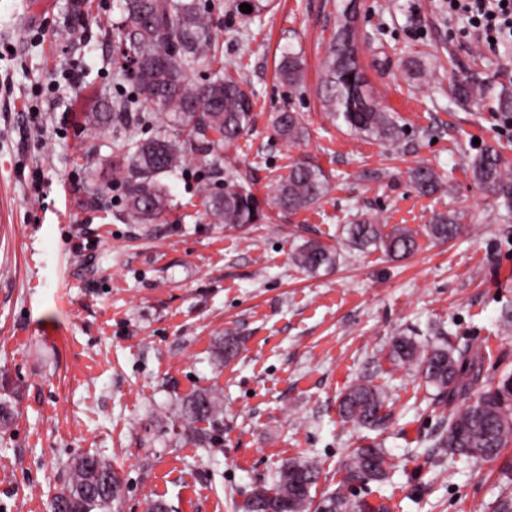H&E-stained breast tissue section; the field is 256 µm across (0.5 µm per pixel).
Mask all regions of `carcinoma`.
<instances>
[{
    "instance_id": "obj_1",
    "label": "carcinoma",
    "mask_w": 512,
    "mask_h": 512,
    "mask_svg": "<svg viewBox=\"0 0 512 512\" xmlns=\"http://www.w3.org/2000/svg\"><path fill=\"white\" fill-rule=\"evenodd\" d=\"M121 17L116 22L119 65L118 83H129L133 95L119 96L100 112L90 114L93 128L121 125L124 135L112 142V152L128 160L126 206L134 224H150L163 216L168 198L159 176L181 167L189 155H197L212 173L223 178L221 191L207 196L210 218L230 228H244L264 219L261 202L253 190L233 172L224 169V149L234 146L249 128L256 105L255 93L228 68H213L219 48L205 19L201 0H118ZM83 0H73L72 18L63 34L83 26ZM358 31L349 25L347 6H342L321 62L317 93L330 119L351 132L372 138L395 149L404 128L395 113L376 101L357 54ZM211 71L203 83L191 75ZM280 79L291 87L304 83V66L299 54L288 51L277 69ZM461 100H481L484 86L474 79L456 83ZM170 117L172 137L138 138V131L160 115ZM271 125L282 139L295 142L303 137L302 117L285 110L275 113ZM476 183L493 194L499 206L512 211V169L499 151L487 145L470 159ZM410 179L421 196L434 194L440 176L419 165ZM330 190L327 174L310 163L289 166L288 174L273 189L271 203L280 211L297 214L319 203ZM464 214L435 212L425 225L427 237L448 241L463 230ZM346 244L355 249L370 246L388 256L405 258L418 248V232L395 226L384 232L374 217L358 218L343 225ZM337 254L315 241H308L295 254V263L316 273L336 263ZM394 361L414 367L416 374L436 390L439 402L467 397L466 403L448 416V422L432 439L431 446L452 457L476 462L497 460L512 445V374L487 388L477 387L480 368L468 352L447 344L419 345L410 336H399L391 344ZM17 388L0 378V428L13 419ZM183 435L203 448L221 445L224 430L223 396L201 389L177 403ZM385 407L384 391L370 381L353 385L339 403L340 414L364 427L379 425ZM386 452L369 445L354 450L345 463V482L367 484L382 480L387 473ZM319 472L310 462L293 459L284 464L275 485L257 488L245 512H267L272 504L279 512H385V506L363 500L352 501L338 492L314 502L311 495ZM120 481L112 465L93 454L76 456L70 477L52 499L53 512H119Z\"/></svg>"
}]
</instances>
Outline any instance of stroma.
Returning <instances> with one entry per match:
<instances>
[{"label": "stroma", "instance_id": "1", "mask_svg": "<svg viewBox=\"0 0 512 512\" xmlns=\"http://www.w3.org/2000/svg\"><path fill=\"white\" fill-rule=\"evenodd\" d=\"M238 2L212 0L207 15L222 64L257 97L224 163L265 200L266 218L234 231L205 215L219 186L194 158L162 176L163 218L128 221L116 131L87 118L118 91L117 0H85L92 23L69 35L68 0H41L37 18L30 0H0V371L20 386L0 431V512H52L81 453L111 462L122 512L158 499L169 512H245L294 458L317 464L320 496L338 489L388 512H492L512 484V447L479 464L434 451L435 390L389 349L397 336L468 348L487 386L512 372V214L468 168L482 144L512 164V126L496 110L512 88V40L491 50L467 37L448 0H357L360 60L407 130L394 152L332 123L317 96L340 0H272L250 25ZM290 50L304 60L300 89L275 75ZM384 54L391 66L375 67ZM413 57L433 72L429 85L409 78ZM465 77L486 85L484 99H456ZM288 109L303 115L294 143L270 122ZM297 161L320 166L332 190L286 216L267 200ZM419 165L443 175L435 194L414 190L408 171ZM459 208L475 215L459 237L422 235L433 212ZM359 215L420 231L419 248L403 260L347 249L342 226ZM309 240L337 251V263L298 268ZM228 333L240 352L226 361L217 346ZM362 379L386 393L376 429L339 413ZM210 387L224 395V441L202 448L177 435L176 404ZM374 444L389 457L386 478L345 483L344 459Z\"/></svg>", "mask_w": 512, "mask_h": 512}]
</instances>
